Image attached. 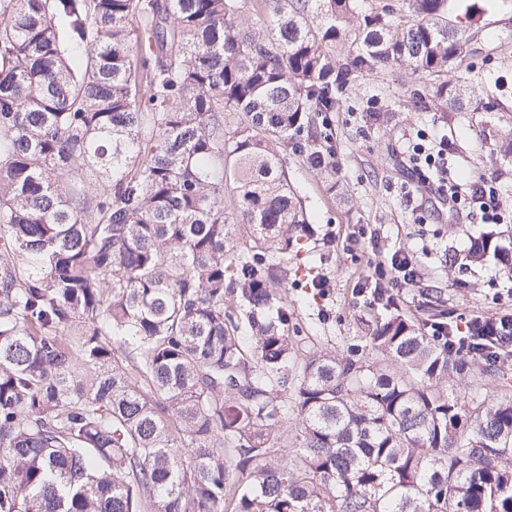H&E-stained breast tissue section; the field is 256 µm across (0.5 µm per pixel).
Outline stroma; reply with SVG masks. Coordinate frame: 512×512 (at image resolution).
Instances as JSON below:
<instances>
[{"mask_svg":"<svg viewBox=\"0 0 512 512\" xmlns=\"http://www.w3.org/2000/svg\"><path fill=\"white\" fill-rule=\"evenodd\" d=\"M477 54L473 73L500 80L497 108L453 112L443 107L433 83L421 73L380 71L356 78L351 92L329 113L334 148L331 172L313 167L308 152L322 144L314 125L304 152L289 154L288 170L310 205L317 229L315 251L325 290L308 287L289 258L286 287L289 329L307 345L340 351L357 342L362 322L396 306L407 316L427 319L431 297L441 296L449 323L473 313L512 316V271L496 259L480 265L462 257L473 238L493 234L512 251V5L470 0ZM447 138L454 179L496 181L505 220L484 224L453 214L410 174L408 147L418 131ZM416 260L413 284H403L391 267L393 253ZM388 298L374 300V280Z\"/></svg>","mask_w":512,"mask_h":512,"instance_id":"stroma-1","label":"stroma"}]
</instances>
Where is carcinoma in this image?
I'll use <instances>...</instances> for the list:
<instances>
[{"mask_svg": "<svg viewBox=\"0 0 512 512\" xmlns=\"http://www.w3.org/2000/svg\"><path fill=\"white\" fill-rule=\"evenodd\" d=\"M0 0V512H512V360L445 318L288 334L314 115L409 68L449 108L456 0ZM512 254L472 242L471 264ZM296 421L291 436L284 425Z\"/></svg>", "mask_w": 512, "mask_h": 512, "instance_id": "carcinoma-1", "label": "carcinoma"}]
</instances>
